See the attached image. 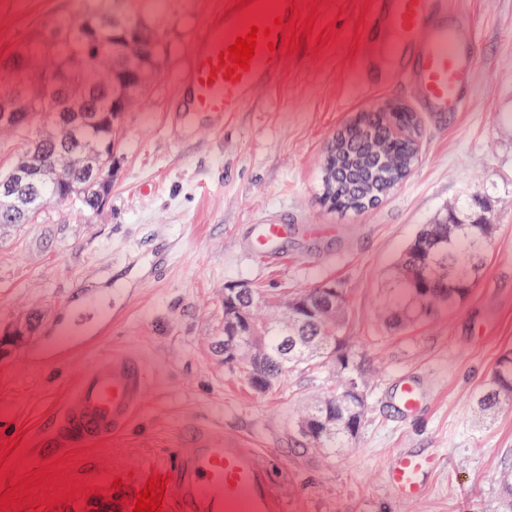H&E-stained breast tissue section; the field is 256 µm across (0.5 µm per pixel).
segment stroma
<instances>
[{
	"mask_svg": "<svg viewBox=\"0 0 512 512\" xmlns=\"http://www.w3.org/2000/svg\"><path fill=\"white\" fill-rule=\"evenodd\" d=\"M476 17L479 68L467 110L431 116L392 78L369 89L355 74L366 0H300L317 47L287 53L241 111H191L177 81L196 34L229 0H152L166 47L121 122L107 202L82 215L65 206L28 224H0V458L21 477L82 371L114 352L139 355L142 409L124 434L61 454L51 487L97 493L122 478L136 492L198 424L245 442L272 470L288 512H486L512 473V408L486 417L476 401L501 353L512 349V0H449ZM82 0H0V62L36 30L75 19ZM397 101L420 128L413 173L374 207L329 210L321 201L324 150L370 105ZM487 206L496 231L470 294L404 330L384 323L392 271L424 225ZM261 224H284L272 251L251 246ZM246 283L275 305L334 283L345 292L343 333L362 354L367 414L356 439L326 456L305 448L303 408L333 389L330 367L297 370L259 393L224 364V288ZM22 336H15L16 328ZM411 381L413 412L399 404ZM398 452L435 455L426 491L402 499L387 481Z\"/></svg>",
	"mask_w": 512,
	"mask_h": 512,
	"instance_id": "obj_1",
	"label": "stroma"
}]
</instances>
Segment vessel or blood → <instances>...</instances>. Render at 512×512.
Returning <instances> with one entry per match:
<instances>
[{
  "mask_svg": "<svg viewBox=\"0 0 512 512\" xmlns=\"http://www.w3.org/2000/svg\"><path fill=\"white\" fill-rule=\"evenodd\" d=\"M367 4L368 26L382 37L376 50L362 60L364 81L381 88L396 74L414 88L422 111H464L479 65L474 15L450 8L448 0H367ZM288 5L289 0H249L245 7L226 9L201 30L179 78L189 87L196 111H237L267 83L287 52L281 32L259 38L249 70L240 71L238 77H227L225 68H213L211 62L251 27L271 28L274 18L289 19ZM287 231L282 224L260 225L253 245L257 251H268ZM146 392L144 365L132 353L112 355L100 366L82 372L40 441L42 462L125 433ZM435 464L432 455L399 453L388 464L387 478L403 498L414 500L423 493V474ZM160 472L167 480L164 497L174 500L179 512L285 509L271 489L266 470L259 466L255 450L225 443L210 424L196 425Z\"/></svg>",
  "mask_w": 512,
  "mask_h": 512,
  "instance_id": "1",
  "label": "vessel or blood"
}]
</instances>
